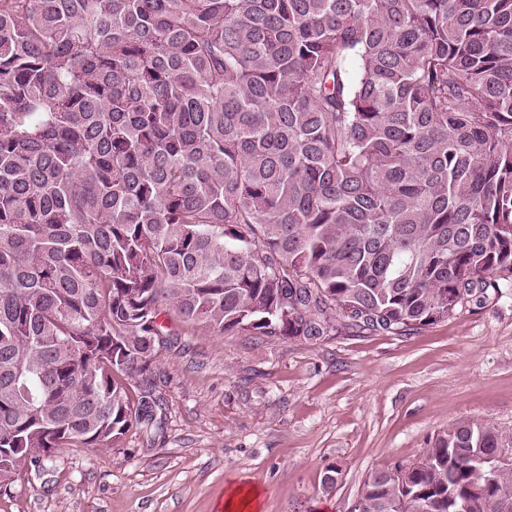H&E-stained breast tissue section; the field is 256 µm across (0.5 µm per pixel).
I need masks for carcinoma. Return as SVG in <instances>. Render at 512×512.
Listing matches in <instances>:
<instances>
[{
  "mask_svg": "<svg viewBox=\"0 0 512 512\" xmlns=\"http://www.w3.org/2000/svg\"><path fill=\"white\" fill-rule=\"evenodd\" d=\"M512 279V0H0V483L161 427L171 318L408 335ZM490 423L355 512H512Z\"/></svg>",
  "mask_w": 512,
  "mask_h": 512,
  "instance_id": "obj_1",
  "label": "carcinoma"
}]
</instances>
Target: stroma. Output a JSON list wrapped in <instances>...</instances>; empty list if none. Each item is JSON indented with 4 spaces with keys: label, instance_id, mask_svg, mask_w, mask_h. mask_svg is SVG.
<instances>
[{
    "label": "stroma",
    "instance_id": "1",
    "mask_svg": "<svg viewBox=\"0 0 512 512\" xmlns=\"http://www.w3.org/2000/svg\"><path fill=\"white\" fill-rule=\"evenodd\" d=\"M174 328L156 357L162 427L58 451L0 487V512H219L238 486L261 491L260 512H350L367 473L417 463L453 426L512 434L510 279L407 336Z\"/></svg>",
    "mask_w": 512,
    "mask_h": 512
}]
</instances>
